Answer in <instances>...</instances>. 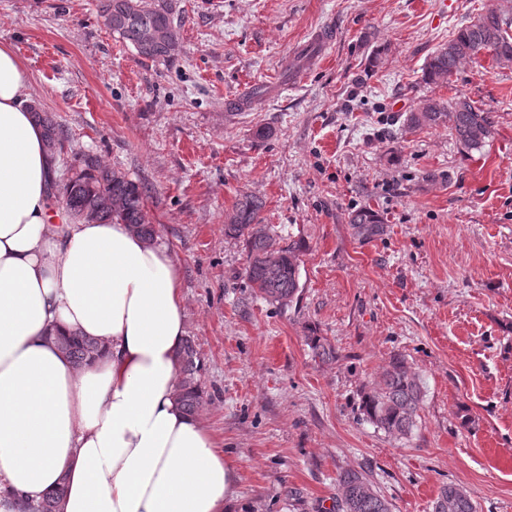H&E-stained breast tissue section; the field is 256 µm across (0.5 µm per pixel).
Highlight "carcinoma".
Masks as SVG:
<instances>
[{
	"label": "carcinoma",
	"mask_w": 512,
	"mask_h": 512,
	"mask_svg": "<svg viewBox=\"0 0 512 512\" xmlns=\"http://www.w3.org/2000/svg\"><path fill=\"white\" fill-rule=\"evenodd\" d=\"M174 0H99L100 17L105 26L136 54L154 62L167 63L180 52L174 18ZM512 13L500 3L491 2L469 24L460 27L447 43L438 47L423 68L427 84L448 83L462 65L486 53L497 63H512ZM42 125L48 148L62 153L64 135L59 125L45 112L35 113ZM407 125L413 129L446 126L465 149H477L492 137L489 113L465 98L450 101L428 98L408 113ZM63 203L70 213L87 221L131 225L152 240V224L139 187L124 174L90 154L81 158V167L63 186ZM262 200L249 193L238 198L224 222V233L244 242L247 250L244 275L250 288L264 300L279 306L293 302L299 290L301 259L306 251L302 240L281 244L270 224L263 223ZM349 223L358 237L371 239L383 233L377 215L362 208L351 213ZM314 357L328 363L339 359L338 352L324 336L306 337ZM60 349L81 366L99 351V343L87 336H64ZM178 400L186 412L197 413L203 405L198 383L196 350L187 339L179 352ZM423 390L418 375L402 356H393L379 380L363 387L359 411L364 420L387 434L406 436L417 424ZM63 488L45 498L35 512H61ZM334 512H392L391 503L374 487L369 476L358 470L343 472L338 479ZM432 512H476L471 495L449 484L440 489Z\"/></svg>",
	"instance_id": "carcinoma-1"
}]
</instances>
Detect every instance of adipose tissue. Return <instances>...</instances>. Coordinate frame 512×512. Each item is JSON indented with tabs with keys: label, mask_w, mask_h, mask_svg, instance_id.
I'll list each match as a JSON object with an SVG mask.
<instances>
[{
	"label": "adipose tissue",
	"mask_w": 512,
	"mask_h": 512,
	"mask_svg": "<svg viewBox=\"0 0 512 512\" xmlns=\"http://www.w3.org/2000/svg\"><path fill=\"white\" fill-rule=\"evenodd\" d=\"M30 77L0 44V512H227L236 464L176 392L180 263L126 224L54 202ZM98 339L77 367L61 335Z\"/></svg>",
	"instance_id": "1"
}]
</instances>
